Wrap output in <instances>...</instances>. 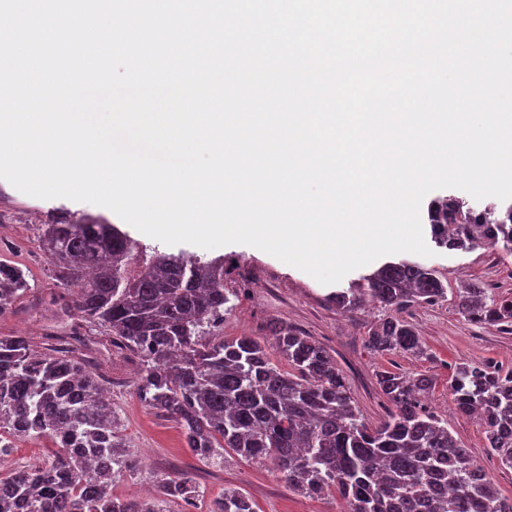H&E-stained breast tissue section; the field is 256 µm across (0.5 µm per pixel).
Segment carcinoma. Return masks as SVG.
Returning a JSON list of instances; mask_svg holds the SVG:
<instances>
[{
    "instance_id": "1",
    "label": "carcinoma",
    "mask_w": 512,
    "mask_h": 512,
    "mask_svg": "<svg viewBox=\"0 0 512 512\" xmlns=\"http://www.w3.org/2000/svg\"><path fill=\"white\" fill-rule=\"evenodd\" d=\"M432 239L449 250L477 246L512 252V204L474 207L453 195L431 201ZM41 242L56 282L77 289L78 320L106 331L110 344L142 357L137 393L176 420L202 462L218 452L269 461L288 488L309 497L336 493L346 512H512L448 423L421 403L424 375L390 371L377 383L394 410L372 427L333 357L318 342L273 326V342L216 335L230 299L224 262L147 251L107 221L54 217ZM28 288L23 271L0 264V315ZM447 295L437 270L387 262L330 295L336 308L372 303L389 312L369 333L381 354H423L420 337L396 316ZM469 321L512 331V299L468 284L456 295ZM37 354L23 336L0 337V455L13 440L49 438L62 454L45 464L0 473V512H164L173 498L191 504L189 477L161 478L149 500L112 495V482L134 470L112 399L85 360L65 347ZM277 354L288 363L283 371ZM458 412L482 417L489 450L512 469V369L462 364L448 379ZM209 512H254L248 497L226 490Z\"/></svg>"
}]
</instances>
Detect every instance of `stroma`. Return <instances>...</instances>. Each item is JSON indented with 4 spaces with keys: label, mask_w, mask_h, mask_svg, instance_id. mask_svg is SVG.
<instances>
[{
    "label": "stroma",
    "mask_w": 512,
    "mask_h": 512,
    "mask_svg": "<svg viewBox=\"0 0 512 512\" xmlns=\"http://www.w3.org/2000/svg\"><path fill=\"white\" fill-rule=\"evenodd\" d=\"M59 209L74 221L87 214L107 217L114 224L119 221L107 208L65 198L32 197L0 180V263L23 269L30 285L12 309L0 316V336L25 337L37 353L45 352L53 336L95 338L98 371L110 382L108 390L120 419V433L138 463L136 470L113 483V494L137 498L143 487L155 486L159 478L185 475L198 486V499L191 506L180 500L166 503L165 512H206L209 502L228 488L242 491L255 512H343L339 497L310 498L289 490L271 465L232 454L220 463L199 461L188 448L180 425L145 407L136 391L141 356L110 349L103 329L76 324L67 309L72 300L70 291L59 287L51 275L39 236L42 224ZM129 234L162 252H183L206 260L223 258L224 286L232 305L224 317L225 337L251 336L268 342L272 339L270 326L277 322L321 343L334 357L369 425H379L392 409L377 384L379 372L431 378L434 387L424 400L426 408L447 420L449 430L464 443L500 493L512 499V469L503 467L489 452L483 422L456 411L448 391V378L455 365L493 363L512 368V333L469 322L453 300L467 283L480 284L500 297H512V253L488 247L466 251L437 247L432 256L424 258V265L440 273L450 298L434 306L402 311V319L414 327L426 348L425 355L414 357L380 354L369 348V332L384 317V310L373 306L344 313L328 299L337 287H349L372 273L374 264L351 271L339 285H324L248 245L206 250L188 243L170 246L134 228Z\"/></svg>",
    "instance_id": "stroma-1"
}]
</instances>
